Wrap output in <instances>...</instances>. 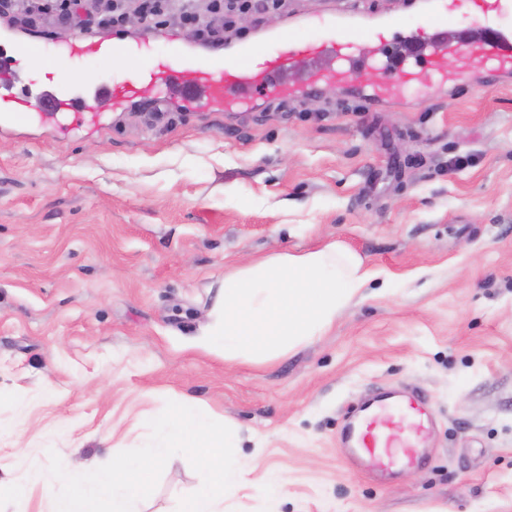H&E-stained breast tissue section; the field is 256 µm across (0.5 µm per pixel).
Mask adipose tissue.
Segmentation results:
<instances>
[{"mask_svg":"<svg viewBox=\"0 0 512 512\" xmlns=\"http://www.w3.org/2000/svg\"><path fill=\"white\" fill-rule=\"evenodd\" d=\"M373 277L358 254L334 243L272 254L219 280L206 334L228 361L286 355L323 335Z\"/></svg>","mask_w":512,"mask_h":512,"instance_id":"1","label":"adipose tissue"}]
</instances>
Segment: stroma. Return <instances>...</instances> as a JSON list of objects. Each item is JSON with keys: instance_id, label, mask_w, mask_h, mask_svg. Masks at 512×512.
<instances>
[{"instance_id": "obj_1", "label": "stroma", "mask_w": 512, "mask_h": 512, "mask_svg": "<svg viewBox=\"0 0 512 512\" xmlns=\"http://www.w3.org/2000/svg\"><path fill=\"white\" fill-rule=\"evenodd\" d=\"M362 2L419 10L290 0L243 41ZM1 30L74 28L1 10ZM332 241L377 276L325 335L257 363L209 346L225 271ZM374 387L423 391L433 420L427 462L385 483L340 439ZM180 396L240 429L226 512H512V78L374 111L339 88L239 116L148 100L64 143L0 128V512H49L50 454L92 471ZM199 478L173 455L140 512H178Z\"/></svg>"}]
</instances>
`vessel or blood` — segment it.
I'll return each instance as SVG.
<instances>
[{"label": "vessel or blood", "instance_id": "obj_1", "mask_svg": "<svg viewBox=\"0 0 512 512\" xmlns=\"http://www.w3.org/2000/svg\"><path fill=\"white\" fill-rule=\"evenodd\" d=\"M494 17L481 25L478 39L458 46L448 41V26H461L458 0H424L415 32L404 36L398 54L369 53L365 22L336 14L307 17L317 30L313 42L299 45L283 32L225 54L202 46L172 43L167 31L147 29L133 39L91 40L79 35L55 40L51 49L16 40L0 54V125L23 119L52 131L59 140L88 128L105 127L109 115L141 99L145 92L174 100L188 111L241 114L271 97L296 101L335 84H351L357 73L370 74L359 97L367 103L415 101L427 87L415 77L425 62L432 86L455 88L474 81L479 69L512 75V0H483ZM63 57L82 64L80 73L64 72L37 85L21 77L18 64L35 57L52 62ZM111 59V75L86 68L88 60ZM407 422L408 432L393 436V414ZM429 422L423 395L417 394L391 409L380 399L368 406L352 425L351 457L369 474L381 475L398 456L418 461L415 449Z\"/></svg>", "mask_w": 512, "mask_h": 512}]
</instances>
